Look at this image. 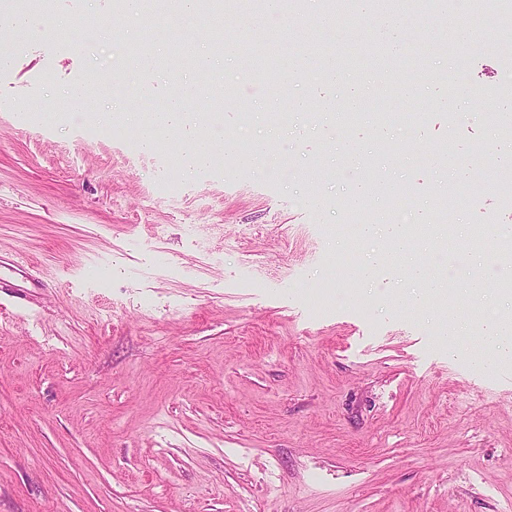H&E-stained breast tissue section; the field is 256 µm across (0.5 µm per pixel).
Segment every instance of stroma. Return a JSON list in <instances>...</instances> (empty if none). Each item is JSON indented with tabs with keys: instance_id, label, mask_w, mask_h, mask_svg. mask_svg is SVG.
I'll return each mask as SVG.
<instances>
[{
	"instance_id": "obj_1",
	"label": "stroma",
	"mask_w": 512,
	"mask_h": 512,
	"mask_svg": "<svg viewBox=\"0 0 512 512\" xmlns=\"http://www.w3.org/2000/svg\"><path fill=\"white\" fill-rule=\"evenodd\" d=\"M32 13L72 25L54 42L16 32L0 64V512H512V361L469 352L483 320L512 306L493 301L471 317L455 300L432 320L396 302L388 276L360 283L354 270L381 248L361 224L399 217L374 190L357 216L342 195L354 169L333 153L335 139L352 140L363 170L379 159L385 185L417 201L439 200L452 173L459 199L445 224L511 227L499 186L512 181V152L498 118L512 113V54L498 45L512 31L404 11L405 69L419 80L446 64L459 93L440 100L430 86L382 100L421 113L411 145L403 125L380 140L316 108L352 90L372 99L371 55L363 79L341 84L284 72L289 96L308 101L300 114L245 72L272 38L300 71L309 46L341 56L386 41L372 11L340 40L333 17L314 12L185 18L151 2L121 27L112 0ZM442 27L468 37L428 56ZM143 29L151 63L95 98L106 111L161 112L186 95L189 119L151 153L122 120L101 129L59 96L112 70L126 32ZM219 41L241 54L231 72L211 73L232 90L217 143L245 153L269 126L318 133L277 141L256 165L218 157L175 180L178 151L210 112L177 51ZM462 102L478 121L458 119ZM447 139L451 154H435ZM420 261L451 290L506 272L473 263L460 234ZM463 317L469 332L449 353L448 324Z\"/></svg>"
}]
</instances>
